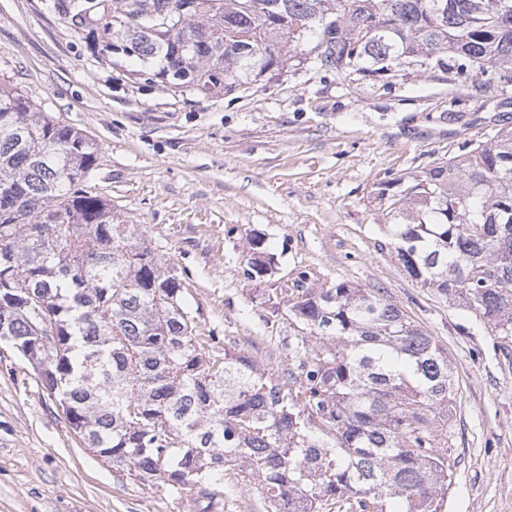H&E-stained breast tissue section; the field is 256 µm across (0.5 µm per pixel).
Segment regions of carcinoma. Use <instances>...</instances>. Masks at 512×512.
Here are the masks:
<instances>
[{
  "label": "carcinoma",
  "instance_id": "carcinoma-1",
  "mask_svg": "<svg viewBox=\"0 0 512 512\" xmlns=\"http://www.w3.org/2000/svg\"><path fill=\"white\" fill-rule=\"evenodd\" d=\"M488 0H68L107 54L163 58L154 77L230 93L305 56L323 73L387 80L422 61L483 92L512 84V20ZM252 44L265 55L241 51ZM416 68L420 72L425 69ZM97 144L0 85V336L37 370L84 447L218 512L224 471L274 512H441L452 483L438 421L448 354L378 291L314 286L252 236L244 275L287 298L296 364L216 352L162 255L84 189ZM386 246L419 287L512 335V128L377 183Z\"/></svg>",
  "mask_w": 512,
  "mask_h": 512
}]
</instances>
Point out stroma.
Returning <instances> with one entry per match:
<instances>
[{"mask_svg":"<svg viewBox=\"0 0 512 512\" xmlns=\"http://www.w3.org/2000/svg\"><path fill=\"white\" fill-rule=\"evenodd\" d=\"M0 83L98 145L88 190L165 254L200 332L229 348L256 341L265 366H289L296 331L245 279L261 234L273 277L381 288L440 343L454 379L452 484L442 512H512V336L419 287L386 247L377 181L448 159L467 140L512 127V90L450 89L413 72L391 86L318 73L202 93L151 77L138 58L94 50L55 0H0ZM0 512H196L94 456L69 432L37 375L0 341ZM224 512H272L259 484L224 474Z\"/></svg>","mask_w":512,"mask_h":512,"instance_id":"stroma-1","label":"stroma"}]
</instances>
